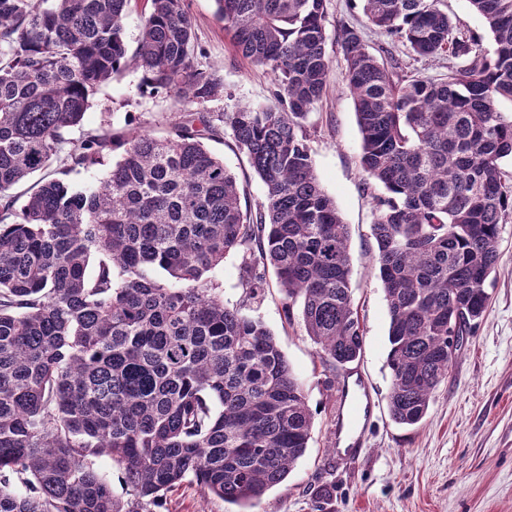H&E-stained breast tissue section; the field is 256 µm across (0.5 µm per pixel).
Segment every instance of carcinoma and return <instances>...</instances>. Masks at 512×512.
Returning <instances> with one entry per match:
<instances>
[{
    "instance_id": "cac0c4a2",
    "label": "carcinoma",
    "mask_w": 512,
    "mask_h": 512,
    "mask_svg": "<svg viewBox=\"0 0 512 512\" xmlns=\"http://www.w3.org/2000/svg\"><path fill=\"white\" fill-rule=\"evenodd\" d=\"M440 0H364L368 21L417 57L461 61L440 80L397 76L359 28L336 43L362 138L360 164L384 194L372 235L389 315L392 420L416 426L448 377V325L471 336L512 214V0H468L485 51L454 34ZM141 4L129 48L125 21ZM235 49L268 68L267 107L178 113L164 134L72 137L98 88L128 67L146 86L200 105L224 95L200 69L185 0H0V512H162L196 484L252 506L304 456L303 385L272 332L224 303L209 273L246 255L245 299L276 277L332 368L355 361L348 227L322 188L305 122L329 74L326 0H215ZM237 149L265 185L256 210L207 142ZM80 191L53 163L94 170ZM167 277L161 279L157 271ZM118 468L116 497L99 462Z\"/></svg>"
}]
</instances>
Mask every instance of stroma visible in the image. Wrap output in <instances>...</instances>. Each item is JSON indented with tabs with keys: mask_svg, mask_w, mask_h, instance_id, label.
Returning a JSON list of instances; mask_svg holds the SVG:
<instances>
[{
	"mask_svg": "<svg viewBox=\"0 0 512 512\" xmlns=\"http://www.w3.org/2000/svg\"><path fill=\"white\" fill-rule=\"evenodd\" d=\"M203 54L199 68L219 69L222 97L206 102L212 112L236 103H273L274 78L264 67L242 57L224 33L215 0H187ZM459 37L490 48L492 37L467 0H441ZM359 28L371 51L386 48L399 60L405 78L440 79L449 73L447 57L420 59L372 26L362 0H326L330 76L323 97L305 126L318 179L332 196L349 231L351 288L363 329L360 357L345 367L325 366L302 320L285 325L281 296L267 288L261 301L246 302L241 286V253L226 255L212 279L224 301L241 305L274 334L303 384L313 414L309 446L287 480L267 492L252 512H512V216L500 228V259L487 281L488 306L473 336L467 337L448 377L435 391L425 419L416 426L396 424L387 395L390 374L389 316L376 277V220L373 197L380 186H366L360 166L361 135L354 104L344 86V60L336 46L341 24ZM142 71L128 69L103 84L91 100L81 128L104 126L126 132L162 134L184 106L166 94L142 87ZM212 150L238 179L250 207L265 200V186L240 153L232 136ZM364 375L377 404L364 425L355 458L336 459L333 446L342 416L339 381L351 372Z\"/></svg>",
	"mask_w": 512,
	"mask_h": 512,
	"instance_id": "obj_1",
	"label": "stroma"
}]
</instances>
